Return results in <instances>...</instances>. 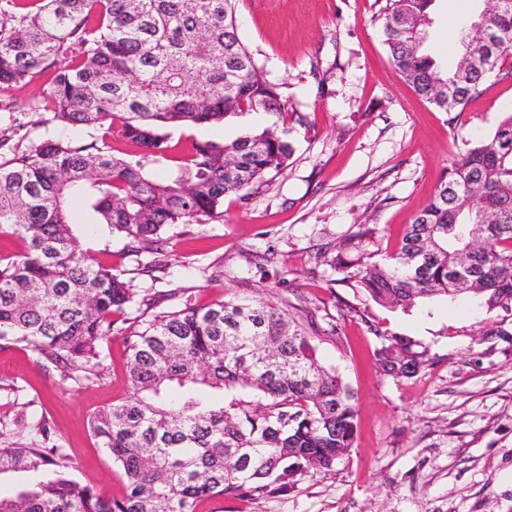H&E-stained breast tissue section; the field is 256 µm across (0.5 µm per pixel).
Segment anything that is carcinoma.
Listing matches in <instances>:
<instances>
[{"instance_id":"obj_1","label":"carcinoma","mask_w":512,"mask_h":512,"mask_svg":"<svg viewBox=\"0 0 512 512\" xmlns=\"http://www.w3.org/2000/svg\"><path fill=\"white\" fill-rule=\"evenodd\" d=\"M433 0H386L380 14L391 60L414 91L462 112L490 77L511 79L512 0L479 17L452 70L418 45ZM52 72L31 109L82 131L9 146L0 137V232L22 254L0 258V344H24L43 365L84 385L101 378V345L121 334L129 395L92 415L90 430L125 479L102 496L72 475L62 440L41 418L0 419V512H196L215 497L256 500L312 470L330 471L353 446L354 391L319 360L318 329L264 302L199 307L180 289L138 294L73 235L81 201L130 255L168 265L180 224L223 216L224 197L265 185L292 147L271 128L226 142L200 141L178 160L170 130L220 124L246 112L285 114L281 85L262 75L236 25V0H0V94ZM143 151L116 156L114 128ZM155 165L170 166L157 181ZM485 248L470 250L473 228ZM471 269L468 286L458 267ZM339 281L383 307L463 298L489 314L486 338L511 336L512 113L470 141L448 176L381 261L336 253ZM170 303L169 311L160 310ZM375 360L393 378L428 362L417 340L386 336Z\"/></svg>"}]
</instances>
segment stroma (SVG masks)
I'll list each match as a JSON object with an SVG mask.
<instances>
[{"instance_id": "1", "label": "stroma", "mask_w": 512, "mask_h": 512, "mask_svg": "<svg viewBox=\"0 0 512 512\" xmlns=\"http://www.w3.org/2000/svg\"><path fill=\"white\" fill-rule=\"evenodd\" d=\"M385 0H239L241 41L266 78L288 98L287 168L248 199L224 200V218L187 224L170 241L169 269L159 280L135 274L125 239L84 220L73 232L103 265L131 271L134 290L186 288L194 304L229 298L293 304L338 339L318 344L357 395L356 440L328 472L303 477L288 491L239 501L214 498L200 512H512V341L482 342L487 321L473 304L438 301L386 309L337 281L327 258L353 245L385 258L430 201L466 140L491 135L512 112V79L487 81L462 113L442 112L418 96L391 63L378 16ZM486 0H434L424 48L444 59L448 31L466 33ZM319 62L320 76L311 73ZM48 83L9 90L0 136L38 138L56 132L29 105ZM262 112L224 123L173 130V156L192 141H231L268 126ZM354 310L341 315L338 299ZM378 325L428 346L431 360L410 379L375 364ZM102 378L62 380L22 344L0 349V418H45L65 444L78 478L102 495L124 478L89 431L91 414L129 394L125 343L102 346Z\"/></svg>"}]
</instances>
